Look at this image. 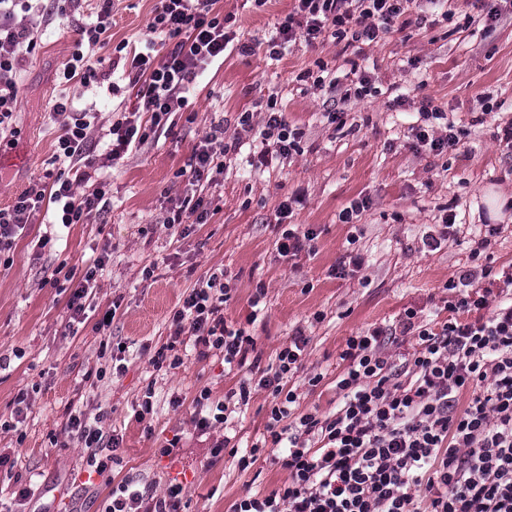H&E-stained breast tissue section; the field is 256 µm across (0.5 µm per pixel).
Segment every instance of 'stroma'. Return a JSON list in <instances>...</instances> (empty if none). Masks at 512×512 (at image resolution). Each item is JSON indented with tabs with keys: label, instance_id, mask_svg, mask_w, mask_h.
Segmentation results:
<instances>
[{
	"label": "stroma",
	"instance_id": "35a3bbf8",
	"mask_svg": "<svg viewBox=\"0 0 512 512\" xmlns=\"http://www.w3.org/2000/svg\"><path fill=\"white\" fill-rule=\"evenodd\" d=\"M155 6L156 0H118L113 43L143 46ZM294 6V0H218L217 10L233 16L239 39L254 44V52L228 48L191 83L187 105L109 170L107 211L84 224H32L16 240L11 265H0V455L12 462L0 471V492L10 493L16 480L33 481L39 495L26 512H101L113 484L125 479L162 493L169 462L186 458L184 512H231L247 490H271L287 479V471L263 458L242 472L231 458L212 457L213 436L194 429V397L205 388L213 400L223 399L240 372H225L217 357L201 355L189 339L178 347L180 367L158 372L149 364L150 348L169 338L173 311L206 274L224 270L230 289L224 317L247 325L261 365L274 362L293 330L303 329L307 353L291 381L297 411L325 417L339 402L336 376L348 337L373 326L395 328L409 308L444 322L452 297L447 283L460 269L512 267V150L497 138L512 124V0H500L494 21L479 0H418L378 43L328 40L310 47L300 41L272 57L265 41ZM96 11V0H80L74 13L48 28L24 65L20 134L12 150L25 159L0 166V209L51 169L60 133L49 117L59 91L56 72L71 56L76 26L95 20ZM309 72L320 84L306 80ZM364 72L378 94L345 99ZM112 80L114 92L92 93L78 83L68 89L80 104L92 105L98 129L135 102L120 75ZM399 93L407 103L392 107ZM270 97L288 125L303 131L302 150L256 166L250 159L262 150V139L243 132L238 118L259 112ZM425 99L460 131L458 150L436 155L413 148ZM330 112L343 113L344 126L329 123ZM216 126L225 140L241 138L242 148L216 181L195 187L212 198L215 212L185 235L165 219L195 189L192 148ZM294 195L301 201L291 223L312 229L317 239L313 254L288 259L276 250L275 210ZM356 199L368 208L343 223L341 212ZM448 207L457 214L454 232L441 250L427 251L423 238L437 230ZM487 224L501 230L474 256ZM43 235L50 242L41 249ZM353 254L363 257L361 267L350 266ZM101 256L106 262L86 320L66 334L72 284L52 280L51 272L64 262L80 274ZM339 265L343 275L331 276ZM260 285L265 307L250 324V299ZM110 309L111 325L98 328ZM118 344L125 347V369L116 374L112 348ZM316 374L322 382L309 387ZM22 389L30 392V406L11 430ZM148 389L153 415L141 422L135 410ZM177 395L183 399L178 408L171 403ZM267 405L260 392L237 409L232 425L239 448L261 438ZM71 410L103 417L106 431L120 437L111 481L89 477L85 449L64 434ZM175 436L179 448L161 456L165 440Z\"/></svg>",
	"mask_w": 512,
	"mask_h": 512
}]
</instances>
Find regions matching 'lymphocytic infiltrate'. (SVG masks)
Segmentation results:
<instances>
[{
	"mask_svg": "<svg viewBox=\"0 0 512 512\" xmlns=\"http://www.w3.org/2000/svg\"><path fill=\"white\" fill-rule=\"evenodd\" d=\"M414 0H297L272 31L270 54L291 43L312 46L335 42L378 41L392 32ZM78 0H0V135L14 142L19 134L17 73L34 52L38 33ZM113 0H98L96 19L75 30L76 48L60 70V84L79 81L101 87L111 50ZM227 17L214 0H158L146 29L170 42L163 56L133 54L123 77L135 92L138 106L107 130L93 134L90 112L65 93L55 96L51 116L61 127L54 163L60 170L53 183L29 182L12 205L0 209V251L11 249L45 206H53L58 224H82L99 213L106 196L104 169L142 144L148 131L186 106L189 86L229 44ZM149 112L142 124L141 112ZM424 123L415 127L418 144L441 154L458 148L460 135L448 116L431 100L420 103ZM261 132L267 145L259 164L300 152L304 133L290 128L274 99H267ZM441 123L443 132L429 127ZM238 142H226L223 128L207 133L192 153V179L224 171V159ZM493 278L489 267L464 269L449 281L455 296L450 316L440 325L406 310L398 334L376 326L348 337L340 354L343 371L336 377L341 401L333 415L296 414L298 395L288 382L298 372L308 339L295 330L267 366L249 361L256 340L244 327L228 324L224 305L230 290L223 272L211 273L185 296L171 316L173 341L150 358L155 370L178 368L174 340L186 335L195 346L222 357L229 369L247 375L223 401L209 390L194 398L193 424L202 433L232 423L230 405H248L253 393L269 398L266 433L246 453L230 436L217 438L213 455L235 458L239 470L252 467L264 453L287 471L288 479L268 492H246L232 512H512V296L490 305ZM411 343V351L393 359L387 344ZM64 433L87 449L91 473L105 478L109 457L101 449H117V435L105 433L80 412L69 413ZM187 489L172 482L154 495L135 482L113 486L103 512H181Z\"/></svg>",
	"mask_w": 512,
	"mask_h": 512,
	"instance_id": "f902f5d3",
	"label": "lymphocytic infiltrate"
}]
</instances>
